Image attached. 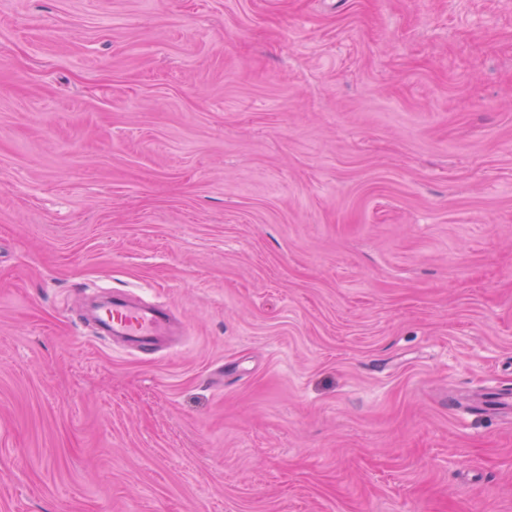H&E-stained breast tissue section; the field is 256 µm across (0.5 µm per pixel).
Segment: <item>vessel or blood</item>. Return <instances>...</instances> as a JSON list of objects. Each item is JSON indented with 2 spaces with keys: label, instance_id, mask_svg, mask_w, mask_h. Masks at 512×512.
Wrapping results in <instances>:
<instances>
[{
  "label": "vessel or blood",
  "instance_id": "obj_1",
  "mask_svg": "<svg viewBox=\"0 0 512 512\" xmlns=\"http://www.w3.org/2000/svg\"><path fill=\"white\" fill-rule=\"evenodd\" d=\"M85 318L99 335L121 341L137 351H156L172 334L174 313L165 304L135 300L117 292L86 308Z\"/></svg>",
  "mask_w": 512,
  "mask_h": 512
}]
</instances>
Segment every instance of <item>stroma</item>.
Returning <instances> with one entry per match:
<instances>
[{
	"mask_svg": "<svg viewBox=\"0 0 512 512\" xmlns=\"http://www.w3.org/2000/svg\"><path fill=\"white\" fill-rule=\"evenodd\" d=\"M503 392L512 0H0V512H512ZM84 316L100 336L119 340L140 353L156 351L172 336L174 313L168 305L134 300L121 292L90 305Z\"/></svg>",
	"mask_w": 512,
	"mask_h": 512,
	"instance_id": "35a3bbf8",
	"label": "stroma"
}]
</instances>
